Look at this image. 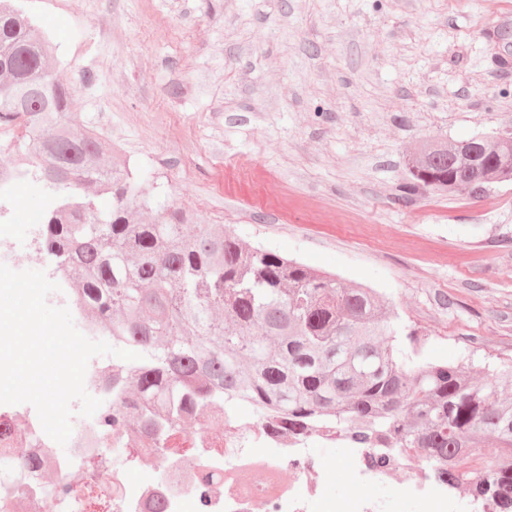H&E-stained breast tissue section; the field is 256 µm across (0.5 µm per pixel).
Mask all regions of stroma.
<instances>
[{
  "mask_svg": "<svg viewBox=\"0 0 512 512\" xmlns=\"http://www.w3.org/2000/svg\"><path fill=\"white\" fill-rule=\"evenodd\" d=\"M49 36L97 130L145 191L345 284L375 289L424 333L428 361L512 364V183L399 200L424 139L512 133V0H17ZM52 198L29 181L0 197L10 268ZM332 498L347 452L315 444Z\"/></svg>",
  "mask_w": 512,
  "mask_h": 512,
  "instance_id": "1",
  "label": "stroma"
}]
</instances>
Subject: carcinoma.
Wrapping results in <instances>:
<instances>
[{"mask_svg": "<svg viewBox=\"0 0 512 512\" xmlns=\"http://www.w3.org/2000/svg\"><path fill=\"white\" fill-rule=\"evenodd\" d=\"M48 37L0 0V127L24 117L20 165L56 194L43 224L80 306L112 343L142 359L120 373L104 431L130 425L156 441L221 405L247 408L285 435L338 432L434 466L452 487L512 512V369L486 383L428 362L421 331L374 289L346 286L218 224L157 209L142 176L91 129L69 125L72 92L47 67ZM401 197L512 182V134L419 144ZM112 194L102 210L79 188ZM499 448L477 467L481 448Z\"/></svg>", "mask_w": 512, "mask_h": 512, "instance_id": "cac0c4a2", "label": "carcinoma"}]
</instances>
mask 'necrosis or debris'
<instances>
[{
    "mask_svg": "<svg viewBox=\"0 0 512 512\" xmlns=\"http://www.w3.org/2000/svg\"><path fill=\"white\" fill-rule=\"evenodd\" d=\"M67 453L56 450L38 417L25 428H0V450L37 457V468L0 475V504L10 512H384L377 500L359 496L337 501L320 492V471L304 443L271 436L265 423L225 416L221 442L200 427L187 449L161 445L123 432L128 452L112 456L99 417L74 415ZM272 441L281 452L260 451ZM359 485L380 481L395 485L398 502L417 499L426 512H458L447 482L419 460L403 455L383 463L373 449L352 448L348 455ZM137 472L129 486L126 475Z\"/></svg>",
    "mask_w": 512,
    "mask_h": 512,
    "instance_id": "1",
    "label": "necrosis or debris"
}]
</instances>
